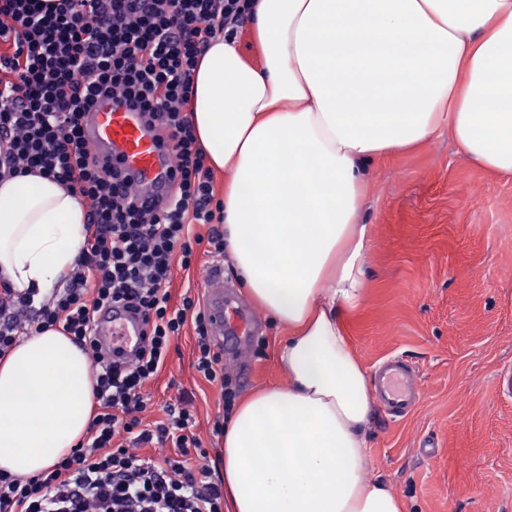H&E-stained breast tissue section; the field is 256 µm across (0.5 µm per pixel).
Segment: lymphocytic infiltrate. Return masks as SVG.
I'll return each instance as SVG.
<instances>
[{"label":"lymphocytic infiltrate","instance_id":"1","mask_svg":"<svg viewBox=\"0 0 512 512\" xmlns=\"http://www.w3.org/2000/svg\"><path fill=\"white\" fill-rule=\"evenodd\" d=\"M244 15L230 0H0V179L36 173L81 198L85 238L75 268L49 294L19 293L0 279V359L25 338L55 327L93 370L96 413L75 448L42 472L0 471V512H224V488L194 436L184 399L165 420L144 423V387L164 365L186 322L196 329L195 368L236 398L205 312L169 306L174 262L190 266L195 245L224 255L212 209L214 176L188 112L195 65L210 42L237 35ZM109 97L145 112L167 139V198L141 204L130 177L108 169L83 136L82 118ZM209 225L208 238L194 234ZM111 304L141 311L145 343L126 363L92 339ZM149 445L172 447L159 459Z\"/></svg>","mask_w":512,"mask_h":512}]
</instances>
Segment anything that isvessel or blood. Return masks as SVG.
Instances as JSON below:
<instances>
[{"instance_id":"vessel-or-blood-1","label":"vessel or blood","mask_w":512,"mask_h":512,"mask_svg":"<svg viewBox=\"0 0 512 512\" xmlns=\"http://www.w3.org/2000/svg\"><path fill=\"white\" fill-rule=\"evenodd\" d=\"M89 141L101 155L133 178V186L142 198L159 193L172 167L171 155L161 144L159 132L142 113L100 100L85 122ZM224 267H212L205 286L210 332L216 344H230L237 354H246L258 317L241 299L224 291ZM145 324L140 315L116 307L98 317L95 334L122 358L137 351ZM373 395L384 412L400 420L418 407L421 386L416 368L403 356L392 354L377 364L372 379Z\"/></svg>"}]
</instances>
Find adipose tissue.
<instances>
[{
    "label": "adipose tissue",
    "mask_w": 512,
    "mask_h": 512,
    "mask_svg": "<svg viewBox=\"0 0 512 512\" xmlns=\"http://www.w3.org/2000/svg\"><path fill=\"white\" fill-rule=\"evenodd\" d=\"M263 52L212 44L189 119L224 185V248L286 326L287 387L224 427L232 512H403L373 472L368 373L346 316L363 300L373 158L448 128L471 162L512 175V0H254ZM84 207L36 174L0 182V273L43 294L71 272ZM93 373L51 328L0 359V470L39 473L87 434Z\"/></svg>",
    "instance_id": "adipose-tissue-1"
}]
</instances>
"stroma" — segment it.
<instances>
[{"instance_id": "obj_1", "label": "stroma", "mask_w": 512, "mask_h": 512, "mask_svg": "<svg viewBox=\"0 0 512 512\" xmlns=\"http://www.w3.org/2000/svg\"><path fill=\"white\" fill-rule=\"evenodd\" d=\"M360 221L373 237L349 335L366 370L396 353L417 366L422 388L419 408L402 422L375 411V471L406 512H512V397L494 386L512 367V178L469 162L443 129L370 164ZM212 262L201 245L189 268L174 265L171 308L202 296ZM260 321L252 352L225 362L241 400L288 383L276 358L286 331L268 316ZM195 336L185 324L145 389L144 419H164L167 403L188 398L193 432L220 476L224 440L212 435L220 392L193 366ZM428 433L441 446L424 459L417 442Z\"/></svg>"}]
</instances>
